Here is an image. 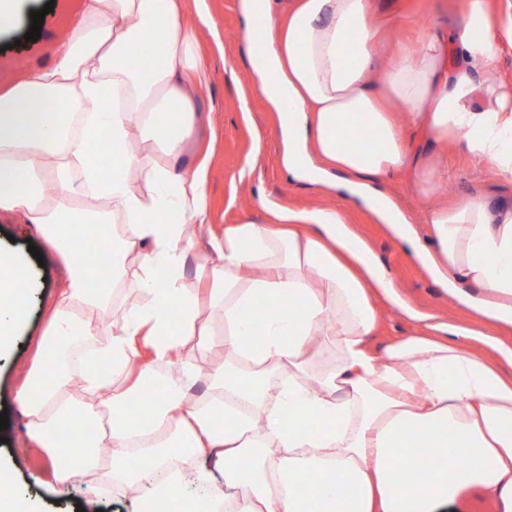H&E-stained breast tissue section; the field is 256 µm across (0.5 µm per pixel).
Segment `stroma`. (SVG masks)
I'll return each mask as SVG.
<instances>
[{"label": "stroma", "instance_id": "1", "mask_svg": "<svg viewBox=\"0 0 512 512\" xmlns=\"http://www.w3.org/2000/svg\"><path fill=\"white\" fill-rule=\"evenodd\" d=\"M46 2L21 0L16 26L0 32V80L12 69L23 71L53 63L51 49L60 34L64 0H55L52 12H46L37 40L24 39L30 29L31 11L43 10ZM468 6L469 0H380L382 12L395 13L401 18L398 29L386 36L388 51H395L400 45H416L429 24L451 29ZM211 7L214 21L224 35V46L216 48L207 33L198 35L201 62L210 79L197 93L196 132L177 165L189 171L199 161H206L209 170L206 197L214 231L223 233L225 225L240 223L248 215L260 223H269V215L260 207L264 200L291 208L339 207L355 232L372 248L396 288L415 307L441 311L455 323H471L472 311L457 305L412 259L405 246L384 225L375 222L363 206L336 197L328 188L299 182L289 175L279 158L276 117L255 93L248 77L239 0H211ZM251 156L256 159L254 172L250 178L240 179L239 171ZM444 164L448 181L439 195L442 203L455 204L465 195L482 194L492 199L512 195V185L501 183L463 145L449 146L444 153ZM6 240L24 258L29 255V246H36L44 263L33 269L36 300L26 325L19 332L16 362L0 367V410H5L8 424L0 436L6 438L5 448L19 465L17 478L30 484L38 512H70L68 506L52 502L49 486L52 475L41 450L29 446L24 417L15 401L20 382L17 366L30 362L41 338L46 326L42 305L57 294L64 262L40 236L30 232L23 219L0 220V241Z\"/></svg>", "mask_w": 512, "mask_h": 512}]
</instances>
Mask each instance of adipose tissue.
<instances>
[{
    "label": "adipose tissue",
    "instance_id": "obj_1",
    "mask_svg": "<svg viewBox=\"0 0 512 512\" xmlns=\"http://www.w3.org/2000/svg\"><path fill=\"white\" fill-rule=\"evenodd\" d=\"M77 0L54 63L0 89V219L35 225L64 260L66 286L15 397L53 490L77 484L136 495L140 512H512V201L435 199L448 179L441 150L469 153L512 184V81L494 78L512 45V0H471L451 33L431 28L393 59L378 50L375 0H239L255 91L275 112L281 162L296 179L363 201L379 223L483 327L415 308L333 208L264 204L275 223L245 218L216 235L206 164L177 157L193 131L198 27L209 0ZM157 50L150 66L134 50ZM456 46L455 65L447 49ZM485 105H476V96ZM370 129L374 141L344 143ZM105 128L112 161L93 147ZM423 130L425 148L410 132ZM411 173L426 199L425 234L373 189ZM90 225L106 255L76 256ZM205 293L188 287L195 238ZM30 266L0 249V360L13 352L30 302ZM413 328L374 351L384 309ZM119 311L120 322L106 316ZM220 321L224 358L195 395L199 353ZM262 332L251 349L248 336ZM94 424L81 450H57L73 419ZM466 462L448 478V464ZM224 488L216 490V474ZM202 492L189 494L186 476ZM323 476L314 493L309 478Z\"/></svg>",
    "mask_w": 512,
    "mask_h": 512
}]
</instances>
